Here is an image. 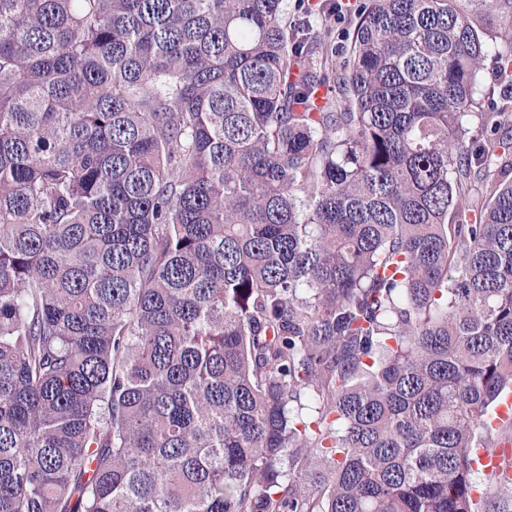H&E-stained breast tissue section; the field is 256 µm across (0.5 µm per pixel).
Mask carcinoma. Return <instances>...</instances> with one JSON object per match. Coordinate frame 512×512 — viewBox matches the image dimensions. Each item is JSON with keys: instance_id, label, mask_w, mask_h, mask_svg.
Returning a JSON list of instances; mask_svg holds the SVG:
<instances>
[{"instance_id": "obj_1", "label": "carcinoma", "mask_w": 512, "mask_h": 512, "mask_svg": "<svg viewBox=\"0 0 512 512\" xmlns=\"http://www.w3.org/2000/svg\"><path fill=\"white\" fill-rule=\"evenodd\" d=\"M458 0H0V512H491L509 112ZM336 1H341L339 3L342 4V14L336 13V24L333 27V37L336 42V60H344L349 55L351 40H352V32H353V5L356 0H308L305 2L309 3L313 9L312 13V26L313 33L320 37L324 36V25H322L321 19H318L319 16V5H325V8H334L336 5Z\"/></svg>"}]
</instances>
